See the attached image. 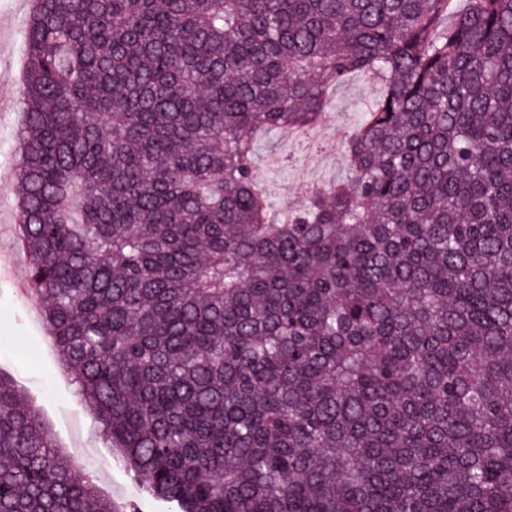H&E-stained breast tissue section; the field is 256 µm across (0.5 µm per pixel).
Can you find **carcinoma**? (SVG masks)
<instances>
[{"instance_id": "carcinoma-1", "label": "carcinoma", "mask_w": 512, "mask_h": 512, "mask_svg": "<svg viewBox=\"0 0 512 512\" xmlns=\"http://www.w3.org/2000/svg\"><path fill=\"white\" fill-rule=\"evenodd\" d=\"M19 224L75 393L179 512H512V0H32ZM383 83L272 211L255 140ZM0 512H116L0 375ZM382 85L374 76L354 74L340 86L329 92V105L322 120L309 132L306 138L295 139L292 143V159L302 154L318 150L328 143L334 144L335 154L328 159L320 172L318 181L313 184L323 187L347 174V157L344 149V136L361 123L365 108L379 98Z\"/></svg>"}]
</instances>
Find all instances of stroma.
Listing matches in <instances>:
<instances>
[{"label":"stroma","mask_w":512,"mask_h":512,"mask_svg":"<svg viewBox=\"0 0 512 512\" xmlns=\"http://www.w3.org/2000/svg\"><path fill=\"white\" fill-rule=\"evenodd\" d=\"M31 0H0V87L12 99L0 109V373L13 379L34 406L57 448L72 468L93 473L99 494L124 512H175L172 504L146 494L133 479L120 452L101 434L91 411L79 400L70 373L62 366L42 321L39 303L27 285L26 250L17 224L16 149L21 121L20 96L25 64L24 27ZM376 77L352 75L329 92L321 121L302 139L278 132L257 140V173L272 206L285 211L304 205L301 183L267 172L268 159L291 142L293 156L333 144L335 154L318 174L319 185L348 171L343 140L361 123L366 106L379 98Z\"/></svg>","instance_id":"35a3bbf8"}]
</instances>
